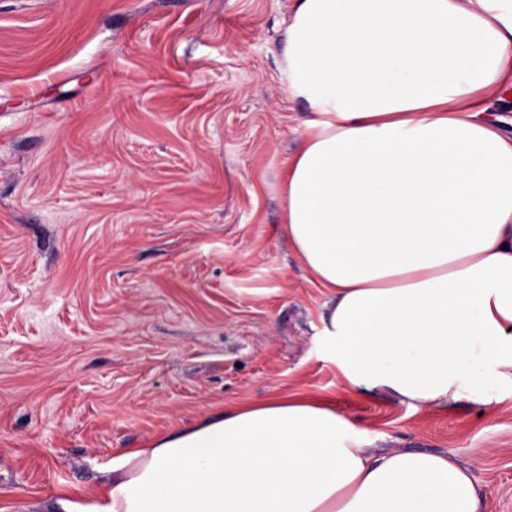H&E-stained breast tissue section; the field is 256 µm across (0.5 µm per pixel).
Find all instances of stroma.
<instances>
[{
	"mask_svg": "<svg viewBox=\"0 0 512 512\" xmlns=\"http://www.w3.org/2000/svg\"><path fill=\"white\" fill-rule=\"evenodd\" d=\"M290 0H0V512H62L113 456L273 394L364 447L446 452L512 512V394L347 383L283 229L306 134Z\"/></svg>",
	"mask_w": 512,
	"mask_h": 512,
	"instance_id": "1",
	"label": "stroma"
}]
</instances>
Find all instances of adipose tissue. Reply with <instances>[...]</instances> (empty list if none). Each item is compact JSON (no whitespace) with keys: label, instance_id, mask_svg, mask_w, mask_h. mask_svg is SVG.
<instances>
[{"label":"adipose tissue","instance_id":"ef3b65f1","mask_svg":"<svg viewBox=\"0 0 512 512\" xmlns=\"http://www.w3.org/2000/svg\"><path fill=\"white\" fill-rule=\"evenodd\" d=\"M281 80L312 118L284 227L332 295L347 381L416 406L512 390V0H293ZM63 512H482L448 454L362 447L270 396L128 448Z\"/></svg>","mask_w":512,"mask_h":512}]
</instances>
